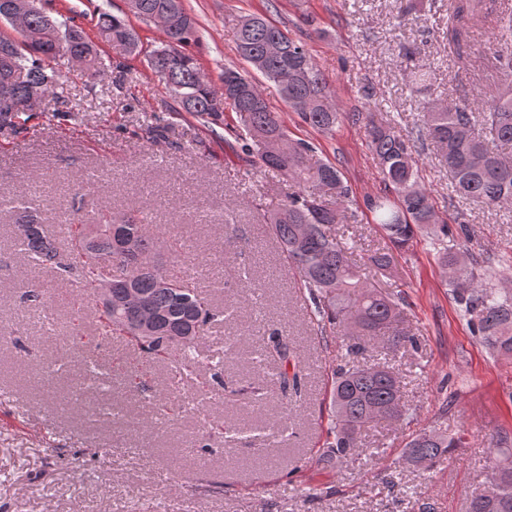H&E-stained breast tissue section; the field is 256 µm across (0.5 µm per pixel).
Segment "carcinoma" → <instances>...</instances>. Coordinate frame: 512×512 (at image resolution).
Instances as JSON below:
<instances>
[{
	"mask_svg": "<svg viewBox=\"0 0 512 512\" xmlns=\"http://www.w3.org/2000/svg\"><path fill=\"white\" fill-rule=\"evenodd\" d=\"M37 5L28 14L26 26L40 34V40H23L19 34L0 35V88L22 104L10 123L31 115L48 98L58 81L54 62L65 58L82 67L89 77L105 74L98 52L83 30L48 15ZM130 11L150 22L161 13L176 18L163 30L165 44L151 52L147 62L164 88L179 93V111L219 122L223 114L236 115L232 133L244 154L258 160L275 177L293 184L294 190L277 206L263 213V224L273 234L286 262L298 271L299 288L308 294L317 328L330 325L348 343L349 354L368 348L394 350L413 342L399 305L382 294L362 273L361 266L383 276L392 275L395 252L409 249L419 236L427 237L440 267L453 285L457 303L474 335L499 355L512 356V292L506 294L488 282L486 274L475 271L464 254L448 247V226L439 224L430 192L420 182L417 145L429 141L441 153L448 167L455 196L494 208L512 207V11L499 0H456L448 20V43L457 53V63L467 67L474 54L473 29L486 21L495 23V39L500 48L495 60L501 75L509 82L496 87L489 98H465L454 105L435 99L422 103V123L409 134H400L388 122L373 119L372 109L342 113L335 103V90L317 67L306 44L264 16L248 13L240 17L237 31L239 56L252 69L274 83L288 107L302 122L323 134L348 119L368 120L369 146L376 156L382 180L394 198L377 196L367 206L388 244L362 257L354 258L355 243L340 237L337 225L347 224L350 189L336 165L315 155V147L302 139L294 140L267 104L264 90L248 72L224 68L223 92H217L208 77L183 45L197 33L196 21L183 0H129ZM99 32L112 47L127 56L139 54L141 40L127 20L107 11L99 13ZM277 40L282 52L267 50ZM401 58L412 64L413 84L427 85L431 65L419 60L416 46L400 49ZM41 192L1 196L0 215L16 218V250L29 266L67 272L81 269L88 285L98 287L112 282L109 304L101 306V329L124 336L140 353L161 358L177 347L181 358L171 369L170 380L178 383L197 377L205 365L219 370L233 359L236 341L224 342V361L199 357V341L208 326L224 320V312L211 305L193 277L179 272L165 274L144 266L158 253L159 243L150 232L152 209L101 210L89 217L82 207L71 205L58 221L60 234L68 241L72 264L61 261L57 242L44 228L40 207ZM119 225L134 240V253L120 247L121 235L88 237L89 228ZM145 295L156 315L143 319L136 299ZM266 348L281 364L283 387L298 383L300 365L294 361L288 339L271 333ZM293 373H288V370ZM399 377L387 364L359 366L348 362L334 372L331 390V419L326 431L323 461L332 464L360 448L362 432L369 423H398L409 418L401 402ZM461 447V439L446 433L422 429L411 435L404 457L430 466ZM489 468L498 479L495 498L479 492L472 496L468 512H512V437L498 438L489 449Z\"/></svg>",
	"mask_w": 512,
	"mask_h": 512,
	"instance_id": "cac0c4a2",
	"label": "carcinoma"
}]
</instances>
